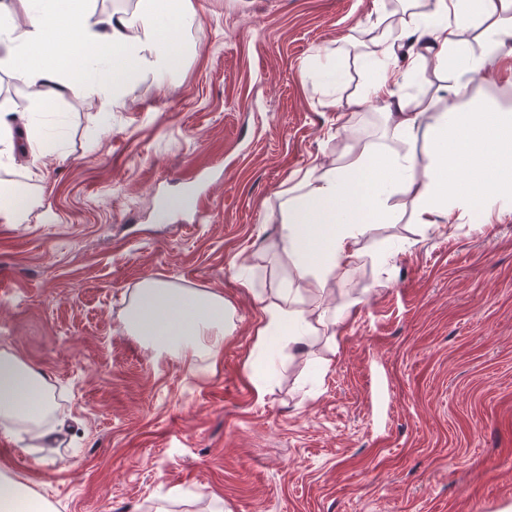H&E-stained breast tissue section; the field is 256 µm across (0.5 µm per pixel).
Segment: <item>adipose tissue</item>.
<instances>
[{
  "label": "adipose tissue",
  "instance_id": "ef3b65f1",
  "mask_svg": "<svg viewBox=\"0 0 512 512\" xmlns=\"http://www.w3.org/2000/svg\"><path fill=\"white\" fill-rule=\"evenodd\" d=\"M138 5L133 15L99 13L61 0L56 10L41 12L31 0H12L0 9L8 21L0 30V66L34 88L38 104L64 95L94 97L103 117H110L122 103L127 78L162 76L182 61L161 20L189 15L191 0H138ZM472 27L486 47L483 55H472L463 37ZM73 37L80 43L75 55L64 50ZM511 37L512 0H409L400 31L383 28L374 56L380 76L363 96L385 102L391 139L423 136L429 162L420 165L411 152L364 148L338 166L313 164L287 189L280 241L293 277L274 297L258 299L254 348L268 363H275L282 348L308 346L330 321L350 317L347 306L331 317L307 306L302 287L345 278L363 256L361 239L391 218L394 195L414 194L413 221L427 226L467 224L499 208L512 189V109L470 110L454 101L435 111L402 90L418 63L428 59L436 68H454L458 79L450 91L456 99L466 88L463 76L512 66V48L506 45ZM235 316L234 306L220 294L145 279L121 324L155 358H177L193 368L222 353ZM63 423L46 377L1 348L0 433L45 438Z\"/></svg>",
  "mask_w": 512,
  "mask_h": 512
}]
</instances>
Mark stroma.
<instances>
[{
    "label": "stroma",
    "mask_w": 512,
    "mask_h": 512,
    "mask_svg": "<svg viewBox=\"0 0 512 512\" xmlns=\"http://www.w3.org/2000/svg\"><path fill=\"white\" fill-rule=\"evenodd\" d=\"M193 5L170 25L191 48L181 66L130 77L105 125L95 99L51 101L38 128L59 150L39 160L21 122L34 92L0 71V110L18 118L0 181L33 183L41 201L23 223L0 218V347L48 379L66 417L50 442L0 435V475L55 512H505L512 212L436 229L394 196V222L318 299L361 301L336 344L255 360L258 298L291 277L282 191L366 146L428 160L423 138H385L383 101L360 100L379 76L381 22L403 23L393 0ZM452 82L426 62L405 94L439 109ZM459 103L512 105V79L475 76ZM199 198L210 222L192 221ZM145 279L231 302L236 330L216 360H158L123 331Z\"/></svg>",
    "instance_id": "35a3bbf8"
}]
</instances>
